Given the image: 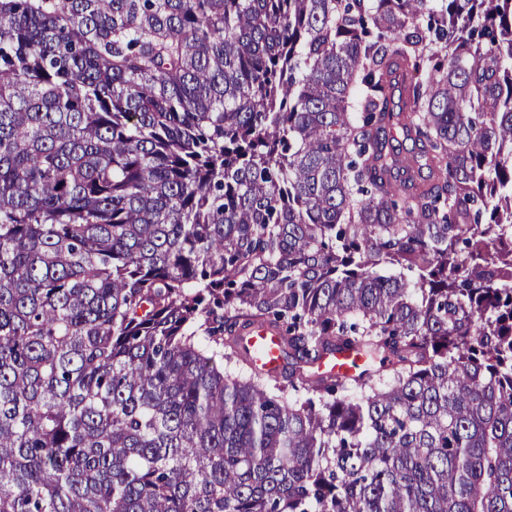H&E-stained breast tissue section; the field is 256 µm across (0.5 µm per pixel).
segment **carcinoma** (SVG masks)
<instances>
[{
    "instance_id": "carcinoma-1",
    "label": "carcinoma",
    "mask_w": 512,
    "mask_h": 512,
    "mask_svg": "<svg viewBox=\"0 0 512 512\" xmlns=\"http://www.w3.org/2000/svg\"><path fill=\"white\" fill-rule=\"evenodd\" d=\"M0 512H512V0H0ZM252 338L253 344L261 350V356L257 363L269 369L275 366L274 357L277 355V334L272 331H257ZM362 364V360L358 355L352 352L338 353L335 357L326 359L323 362V367L330 368L331 370L340 374L351 375Z\"/></svg>"
}]
</instances>
